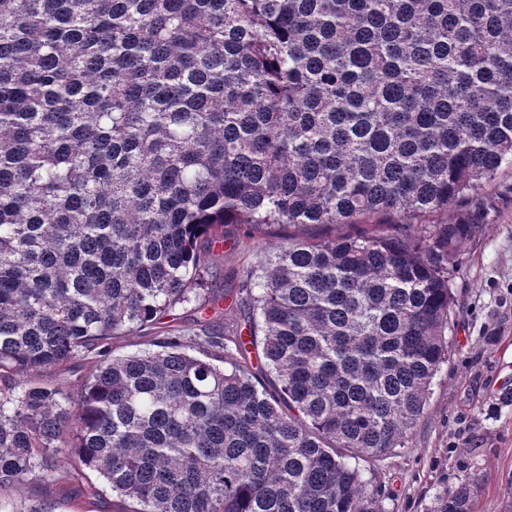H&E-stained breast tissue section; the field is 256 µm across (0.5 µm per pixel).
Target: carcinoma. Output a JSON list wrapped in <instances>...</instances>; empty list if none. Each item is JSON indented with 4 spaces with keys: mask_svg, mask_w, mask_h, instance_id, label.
Returning <instances> with one entry per match:
<instances>
[{
    "mask_svg": "<svg viewBox=\"0 0 512 512\" xmlns=\"http://www.w3.org/2000/svg\"><path fill=\"white\" fill-rule=\"evenodd\" d=\"M506 163L512 0H0V491L386 512L359 461L424 413L484 228L426 218ZM283 224L329 232L243 270V322L161 325L223 314L200 284L228 227ZM431 512H473L470 486ZM194 307V303L179 305L170 311L162 321L169 322L171 325L182 326L186 330V336H192V331L195 329L193 320L201 317V314L195 312ZM77 486L78 482L70 477L60 476V478L56 479L54 482H48L37 475H32L23 484L2 491L1 498L5 501L18 503L40 499L51 500L59 503L57 511L84 512L74 511L76 509L75 504L84 501L83 498L73 502L69 501V498L66 499L61 496L62 490L66 488L75 489Z\"/></svg>",
    "mask_w": 512,
    "mask_h": 512,
    "instance_id": "carcinoma-1",
    "label": "carcinoma"
}]
</instances>
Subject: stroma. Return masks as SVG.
Listing matches in <instances>:
<instances>
[{
	"label": "stroma",
	"instance_id": "1",
	"mask_svg": "<svg viewBox=\"0 0 512 512\" xmlns=\"http://www.w3.org/2000/svg\"><path fill=\"white\" fill-rule=\"evenodd\" d=\"M469 211L484 230L457 256L451 357L405 447L367 463L388 493V512H427L437 493L462 482L475 493L476 512H512V166L448 217ZM296 232L275 227L255 242H217L213 259L223 277L216 288L235 287L257 251H275ZM75 486L68 477L48 482L33 475L0 499L51 500L60 512H74L61 492Z\"/></svg>",
	"mask_w": 512,
	"mask_h": 512
}]
</instances>
